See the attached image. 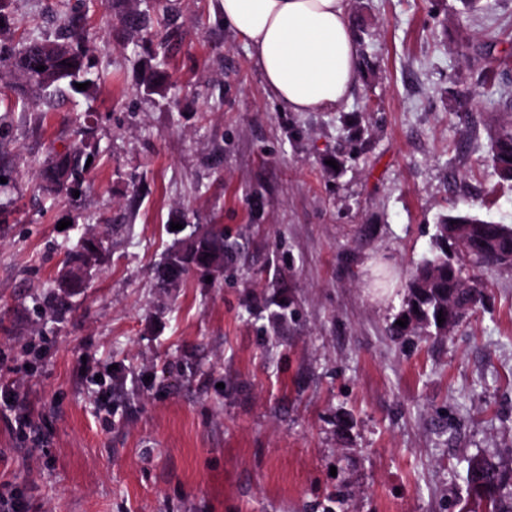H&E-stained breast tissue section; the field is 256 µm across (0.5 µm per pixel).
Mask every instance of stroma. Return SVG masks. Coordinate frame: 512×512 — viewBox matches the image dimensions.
<instances>
[{
  "instance_id": "obj_1",
  "label": "stroma",
  "mask_w": 512,
  "mask_h": 512,
  "mask_svg": "<svg viewBox=\"0 0 512 512\" xmlns=\"http://www.w3.org/2000/svg\"><path fill=\"white\" fill-rule=\"evenodd\" d=\"M76 3L106 76L91 97L23 112L0 77V377L24 382L32 418L0 419V493L27 512H461L468 459L512 467V271L484 273L449 335L390 328L440 214L467 202L512 225V185L484 163L512 109L459 52L483 21L460 0H359L349 101L292 113L216 24L218 0H154L178 33L163 98L138 94L153 46L126 48L112 0H12L0 38H54ZM87 112L90 189L32 200L39 162ZM355 128L369 132L357 152ZM349 151L342 176L320 164ZM178 214L234 243L218 279L161 286ZM86 230L100 260L45 315Z\"/></svg>"
}]
</instances>
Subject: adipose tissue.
I'll use <instances>...</instances> for the list:
<instances>
[{
  "label": "adipose tissue",
  "mask_w": 512,
  "mask_h": 512,
  "mask_svg": "<svg viewBox=\"0 0 512 512\" xmlns=\"http://www.w3.org/2000/svg\"><path fill=\"white\" fill-rule=\"evenodd\" d=\"M219 19L246 45L284 112H331L357 84L349 0H219Z\"/></svg>",
  "instance_id": "ef3b65f1"
}]
</instances>
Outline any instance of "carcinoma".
<instances>
[{
  "instance_id": "1",
  "label": "carcinoma",
  "mask_w": 512,
  "mask_h": 512,
  "mask_svg": "<svg viewBox=\"0 0 512 512\" xmlns=\"http://www.w3.org/2000/svg\"><path fill=\"white\" fill-rule=\"evenodd\" d=\"M122 27L135 38L144 35L158 40L155 52L144 63L141 92L147 96L168 90L165 69L166 48L171 33L154 29L149 9L131 8L120 13ZM84 13L70 11L60 16L54 39L30 40L15 49L0 43V67L17 74L11 86L15 103L27 107L32 103L54 107L69 96L90 95L101 81L89 51L84 45ZM464 57L473 54L484 63V80L492 85L507 83V72L501 69L503 58L512 57V34L501 28L486 31L484 39L461 43ZM45 70L40 71L38 67ZM89 83L79 90L75 84ZM85 114L72 130V141L63 153H57L39 164L34 195L74 192L84 193L90 186L89 157H97L99 146ZM485 161L499 181L512 184V119L500 123L488 132ZM103 241L93 233L83 234L67 249L66 267L57 280V291L46 297L45 311L54 314L67 307L81 287L83 277L98 263ZM233 245L221 228H197L165 254L158 270L162 282L177 288L181 280L195 270L209 273L224 272L231 260ZM512 255V226L487 221L472 213L471 207H454L438 218L433 249L406 283V296L396 319L407 321L404 327L392 324L397 336L416 331L426 335L445 336L463 320L466 312L482 300L483 286L465 276L467 258L472 265L486 270H500L499 258ZM444 315L438 324V315ZM465 481L468 498L474 507L468 512H512V475L499 464L474 460L468 464Z\"/></svg>"
}]
</instances>
